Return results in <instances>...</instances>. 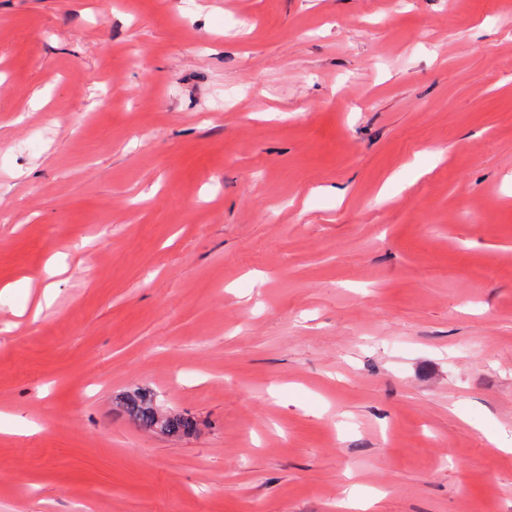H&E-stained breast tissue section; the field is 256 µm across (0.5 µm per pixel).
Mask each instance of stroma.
Here are the masks:
<instances>
[{
	"mask_svg": "<svg viewBox=\"0 0 512 512\" xmlns=\"http://www.w3.org/2000/svg\"><path fill=\"white\" fill-rule=\"evenodd\" d=\"M342 498L512 512V0H0V512ZM124 412L143 429L150 430L159 425L158 413L153 406L152 398L146 394L127 399Z\"/></svg>",
	"mask_w": 512,
	"mask_h": 512,
	"instance_id": "stroma-1",
	"label": "stroma"
}]
</instances>
